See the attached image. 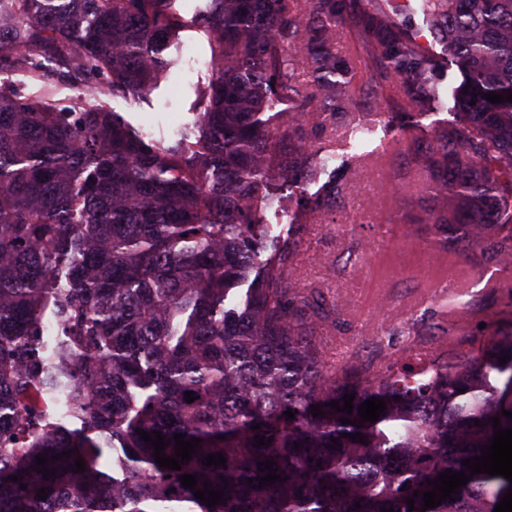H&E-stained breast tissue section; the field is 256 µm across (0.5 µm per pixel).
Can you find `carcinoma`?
I'll return each mask as SVG.
<instances>
[{"label": "carcinoma", "mask_w": 512, "mask_h": 512, "mask_svg": "<svg viewBox=\"0 0 512 512\" xmlns=\"http://www.w3.org/2000/svg\"><path fill=\"white\" fill-rule=\"evenodd\" d=\"M304 2L302 16L294 0H206L198 17L219 67L195 141L165 147L83 97L151 90L184 27L175 0H0V512H408L409 498L420 512L427 480L470 474L462 461L494 437L490 418L512 428V359L499 364L512 329L470 363L420 343L376 375L326 367L313 322L331 311L292 280L293 243L263 222L278 182L305 191L264 119L299 80L292 50L312 92L282 125H319L353 97L333 52L337 28L356 23L350 0ZM423 7L467 90L466 119L411 153L440 181L428 223L445 248L481 235L512 262V102L484 98L512 91V0ZM363 30L403 76V103L425 108L429 61L408 31L381 12ZM17 71L68 81L77 100H33L12 84ZM342 188L331 178L313 209ZM244 282L243 307L228 306ZM47 317L65 335L38 341ZM351 393L352 412L331 408ZM373 397L386 410L360 428ZM139 430L162 433L173 458L174 434L200 443L170 470ZM219 452L226 467L203 465ZM79 457L86 470L74 473ZM268 459L283 482L262 487ZM184 474L225 500L203 504ZM511 487L476 473L426 512H494Z\"/></svg>", "instance_id": "carcinoma-1"}]
</instances>
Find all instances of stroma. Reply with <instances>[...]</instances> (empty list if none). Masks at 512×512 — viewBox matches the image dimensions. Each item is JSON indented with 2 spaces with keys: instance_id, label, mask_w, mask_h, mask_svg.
<instances>
[{
  "instance_id": "35a3bbf8",
  "label": "stroma",
  "mask_w": 512,
  "mask_h": 512,
  "mask_svg": "<svg viewBox=\"0 0 512 512\" xmlns=\"http://www.w3.org/2000/svg\"><path fill=\"white\" fill-rule=\"evenodd\" d=\"M201 5L176 0L185 28L169 50L173 66L153 89L136 101H106L146 139L166 146L187 134L207 104L203 90L214 71L210 39L197 22ZM350 8L360 19L381 10L408 25L417 47L435 61L429 75L433 99L425 113L414 114L389 96L380 114H372L369 101L402 77L373 67L360 27L338 28L336 55L353 72L355 99L337 104L324 125L305 122L284 134L288 155H296L300 140L310 145L303 164L306 189L277 187L278 201L265 209L264 221L295 241L293 278L317 289L338 311L325 338L329 365L353 349L374 368L385 367L405 346L394 328L410 320L440 321L441 291L430 285L440 260L463 282L451 297L475 333L433 342L453 347L454 360L472 359L497 331L512 328V268H503L488 246L445 250L435 244L427 225L435 205L433 180L409 164L414 143H433L438 131L462 120L454 104L462 96L460 69L434 34L422 0H351ZM334 175L344 180V193L318 211L304 206L302 193L317 192ZM290 211L298 212V224L289 223ZM404 225L413 228L414 241H402Z\"/></svg>"
}]
</instances>
